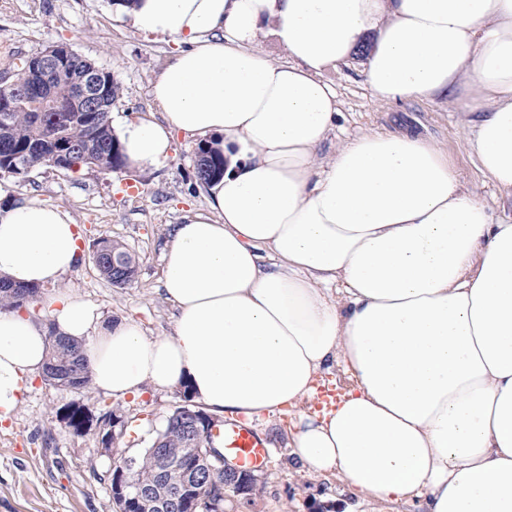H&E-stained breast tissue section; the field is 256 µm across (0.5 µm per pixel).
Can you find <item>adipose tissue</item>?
<instances>
[{"mask_svg": "<svg viewBox=\"0 0 512 512\" xmlns=\"http://www.w3.org/2000/svg\"><path fill=\"white\" fill-rule=\"evenodd\" d=\"M135 29L177 41L151 95L162 121L123 126L128 167H156L173 132L209 138L224 174L174 225L162 291L172 335L105 322L69 291L47 321L0 311V419L42 373L52 336L82 343L93 388L121 399L188 386L218 415L296 408L301 471L422 512H512V224L465 189L445 151L370 132L334 156L323 72L364 56L380 101L456 96L481 172L512 197V0H134ZM273 36L287 62L261 49ZM81 235L61 209L0 208V277L57 283ZM353 386L303 411L334 366Z\"/></svg>", "mask_w": 512, "mask_h": 512, "instance_id": "1", "label": "adipose tissue"}]
</instances>
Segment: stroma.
I'll return each instance as SVG.
<instances>
[{
	"instance_id": "35a3bbf8",
	"label": "stroma",
	"mask_w": 512,
	"mask_h": 512,
	"mask_svg": "<svg viewBox=\"0 0 512 512\" xmlns=\"http://www.w3.org/2000/svg\"><path fill=\"white\" fill-rule=\"evenodd\" d=\"M59 44L117 77L122 91L113 107L115 117L160 119L150 86L177 52L173 40L156 39L117 20L112 0H0V80L12 82L27 59ZM363 61V55H356L328 74L342 116L322 156H332L360 133H417L447 152L463 183L487 201L494 217L511 218L512 200L498 197L480 171L458 106L450 100L378 102L364 81ZM197 148L178 132L167 162L144 172L37 168L22 178L0 180V203L26 199L68 212L81 231V257L63 288L97 304L106 318L133 320L149 337L167 336L174 321L161 291L168 231L207 207L206 189L195 177ZM101 238L120 242L135 256L138 270L130 285L118 288L100 275L93 253ZM74 402L94 421L112 409L123 417L125 427L111 448H104L96 424L77 433L58 420V411ZM184 403L180 387L147 386L114 399L91 388L77 392L36 378L16 414L0 423V512H118L111 482L121 455L148 448ZM292 420L288 413L255 421L270 459L256 473L255 495L247 501L228 495L224 512H314L323 503L332 512H419L416 503L367 502L334 477L300 471Z\"/></svg>"
}]
</instances>
